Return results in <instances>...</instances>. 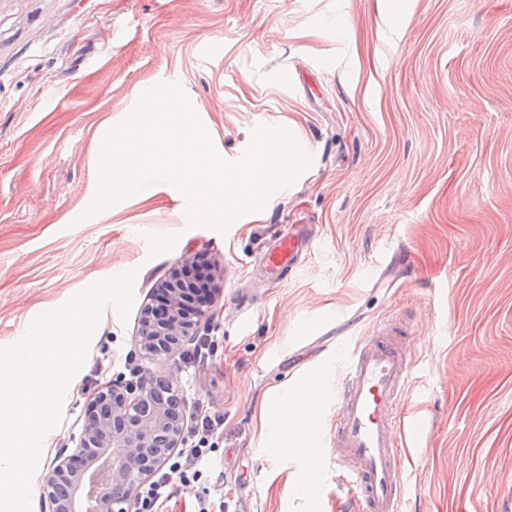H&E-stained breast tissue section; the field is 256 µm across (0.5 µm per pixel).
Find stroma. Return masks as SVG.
Instances as JSON below:
<instances>
[{
	"instance_id": "stroma-1",
	"label": "stroma",
	"mask_w": 512,
	"mask_h": 512,
	"mask_svg": "<svg viewBox=\"0 0 512 512\" xmlns=\"http://www.w3.org/2000/svg\"><path fill=\"white\" fill-rule=\"evenodd\" d=\"M180 82L220 153L281 124L314 156L261 220L185 229L169 194L76 223L99 138L142 90ZM311 248L270 274L284 225ZM177 231L151 259L140 234ZM206 255L214 318L203 362L154 360L140 310ZM137 269L128 321L106 308L32 483L73 447L91 395L132 368L219 418L202 475L168 512H343L332 463L312 506L288 494L297 463L268 451L260 414L306 372L336 402V345L403 330L414 366L403 512H512V0H0V346L90 283Z\"/></svg>"
}]
</instances>
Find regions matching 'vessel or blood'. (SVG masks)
Masks as SVG:
<instances>
[{
	"mask_svg": "<svg viewBox=\"0 0 512 512\" xmlns=\"http://www.w3.org/2000/svg\"><path fill=\"white\" fill-rule=\"evenodd\" d=\"M311 239L309 225H289L267 253V266L293 261ZM412 379L405 353L381 330L344 357L329 445L349 512H402V473L397 463L407 433H419L420 425L406 423L397 412Z\"/></svg>",
	"mask_w": 512,
	"mask_h": 512,
	"instance_id": "b4317fda",
	"label": "vessel or blood"
}]
</instances>
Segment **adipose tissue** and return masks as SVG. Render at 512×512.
I'll return each instance as SVG.
<instances>
[{
  "label": "adipose tissue",
  "mask_w": 512,
  "mask_h": 512,
  "mask_svg": "<svg viewBox=\"0 0 512 512\" xmlns=\"http://www.w3.org/2000/svg\"><path fill=\"white\" fill-rule=\"evenodd\" d=\"M323 407L322 384L318 375L284 387L271 410L263 412L261 429L272 441L275 453H287L299 460L304 469L299 476L289 478L293 497L311 500L322 481L318 446V421Z\"/></svg>",
  "instance_id": "ef3b65f1"
}]
</instances>
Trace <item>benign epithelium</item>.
Listing matches in <instances>:
<instances>
[{"label": "benign epithelium", "instance_id": "benign-epithelium-1", "mask_svg": "<svg viewBox=\"0 0 512 512\" xmlns=\"http://www.w3.org/2000/svg\"><path fill=\"white\" fill-rule=\"evenodd\" d=\"M170 291L172 307L163 319L144 306L140 345L157 358H172L212 319L209 309L179 313L189 285L175 269L157 283ZM154 373L137 370L136 380L119 377L96 393L87 424L73 453L59 454L43 483L50 512H134L140 487L183 444L184 401L151 394Z\"/></svg>", "mask_w": 512, "mask_h": 512}]
</instances>
